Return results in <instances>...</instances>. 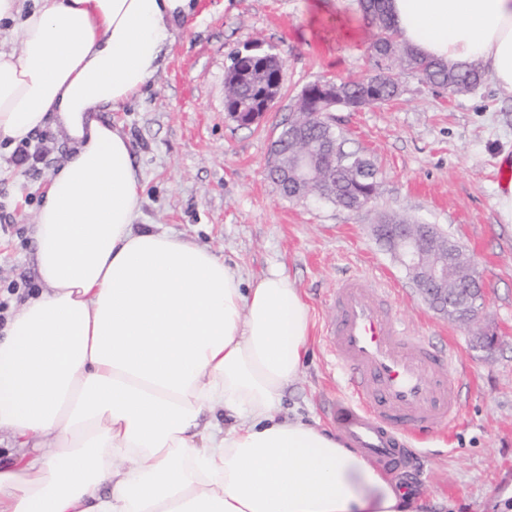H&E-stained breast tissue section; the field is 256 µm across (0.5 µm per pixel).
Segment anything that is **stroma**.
Segmentation results:
<instances>
[{"mask_svg":"<svg viewBox=\"0 0 512 512\" xmlns=\"http://www.w3.org/2000/svg\"><path fill=\"white\" fill-rule=\"evenodd\" d=\"M347 0H199L171 45L153 86L113 112L130 136L145 176L139 223L213 250L243 278L282 270L300 289L314 320L309 359L283 399L286 414L329 424L327 404L346 395L343 371L327 347L338 281L364 276L389 293L412 330L447 337L465 390L460 418L443 435L415 434L400 482H414L419 512H512V209L500 191L501 154L512 155V97L491 80L473 92L431 88L413 72L397 100L334 112V123L377 168L378 195L358 211L285 197L267 176L272 142L308 83L368 74L371 29L362 43L336 41V14ZM280 54L282 94L260 124L238 125L224 110L232 51L250 42ZM43 156L15 163L0 143V283H16L11 308L37 286L34 219L52 167L69 147L54 132L33 140ZM393 212L433 224L462 243L483 279L487 326L496 348L476 347L473 329L454 324L423 300L405 269L375 239L379 215Z\"/></svg>","mask_w":512,"mask_h":512,"instance_id":"1","label":"stroma"}]
</instances>
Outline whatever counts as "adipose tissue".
Here are the masks:
<instances>
[{
    "label": "adipose tissue",
    "mask_w": 512,
    "mask_h": 512,
    "mask_svg": "<svg viewBox=\"0 0 512 512\" xmlns=\"http://www.w3.org/2000/svg\"><path fill=\"white\" fill-rule=\"evenodd\" d=\"M196 0H0V141L52 127L70 153L34 224L40 290L0 325V512H412L394 478L284 415L312 314L279 269L137 226L144 181L103 120L153 82ZM421 57L512 96V0H386Z\"/></svg>",
    "instance_id": "1"
}]
</instances>
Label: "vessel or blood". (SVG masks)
<instances>
[{"label":"vessel or blood","mask_w":512,"mask_h":512,"mask_svg":"<svg viewBox=\"0 0 512 512\" xmlns=\"http://www.w3.org/2000/svg\"><path fill=\"white\" fill-rule=\"evenodd\" d=\"M326 338L351 392L350 400L336 405V427L370 460L405 469L403 437L456 423L460 379L443 365L432 338L397 321L382 289L360 277L341 280Z\"/></svg>","instance_id":"b4317fda"}]
</instances>
